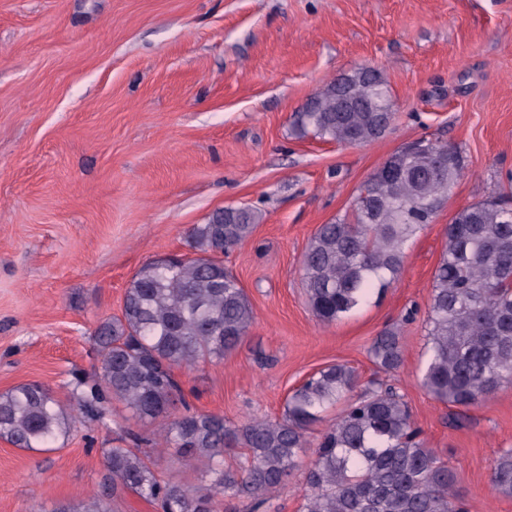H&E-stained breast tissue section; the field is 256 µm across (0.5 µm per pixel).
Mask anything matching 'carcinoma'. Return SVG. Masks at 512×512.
I'll list each match as a JSON object with an SVG mask.
<instances>
[{
	"mask_svg": "<svg viewBox=\"0 0 512 512\" xmlns=\"http://www.w3.org/2000/svg\"><path fill=\"white\" fill-rule=\"evenodd\" d=\"M393 120L390 89L375 67L361 65L326 83L299 113L293 131L339 145L380 137ZM455 162L437 167L429 152L399 151L374 173L353 202L351 216L321 225L302 259L303 284L318 322L330 325L396 281L405 246L434 222L463 175ZM260 215L249 206L215 211L188 232L196 257L143 265L127 288L121 314L101 322L94 343L97 379L76 382L77 415L70 418L39 383L0 394V439L26 450L50 448L72 422L100 421L122 402L139 420L160 425L159 438L129 432L133 447L103 451L108 488L78 506L52 512H111L109 497L132 493L159 512H219L218 496L257 512L280 489L309 445L307 433L329 406L344 401L317 438L301 512H463L455 478L426 447L404 395L373 383L353 396L357 377L333 364L307 377L286 398L282 415L230 424L191 410L174 369L222 359L254 320L238 279L214 254L245 243ZM427 362L420 385L434 400L468 409L512 384V198L492 197L458 211L444 228L427 315ZM369 353L390 371L402 362L397 328L380 333ZM151 447H173L206 467V487L165 480ZM245 450V462L224 464V453ZM497 493L512 496V448L491 469Z\"/></svg>",
	"mask_w": 512,
	"mask_h": 512,
	"instance_id": "carcinoma-1",
	"label": "carcinoma"
}]
</instances>
